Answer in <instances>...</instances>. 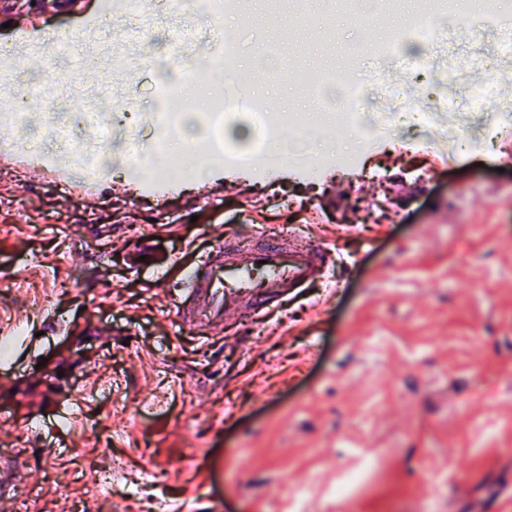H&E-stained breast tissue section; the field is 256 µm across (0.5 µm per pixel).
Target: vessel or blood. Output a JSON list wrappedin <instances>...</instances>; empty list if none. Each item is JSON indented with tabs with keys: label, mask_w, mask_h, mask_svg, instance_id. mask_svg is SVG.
I'll list each match as a JSON object with an SVG mask.
<instances>
[{
	"label": "vessel or blood",
	"mask_w": 512,
	"mask_h": 512,
	"mask_svg": "<svg viewBox=\"0 0 512 512\" xmlns=\"http://www.w3.org/2000/svg\"><path fill=\"white\" fill-rule=\"evenodd\" d=\"M0 164H19L39 180L67 178L64 160L25 157L0 149ZM330 252L323 245L292 237L252 240L237 237L201 256L187 275L186 295L175 308L179 324L207 335L223 333L228 319L250 312L266 313L269 304L317 281H325Z\"/></svg>",
	"instance_id": "obj_1"
}]
</instances>
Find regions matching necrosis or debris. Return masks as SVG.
<instances>
[{"label":"necrosis or debris","mask_w":512,"mask_h":512,"mask_svg":"<svg viewBox=\"0 0 512 512\" xmlns=\"http://www.w3.org/2000/svg\"><path fill=\"white\" fill-rule=\"evenodd\" d=\"M238 0H116L113 22L125 19L138 21L140 38L149 42L153 39L154 20L159 13L181 18L182 23L170 39L168 50L171 63L175 66L181 83H191L197 64H204L223 73L232 72L235 58L232 48L237 41L233 30H225L224 45L202 56L200 62L181 55L179 42H196L198 30L192 25V17L206 14L211 23H218L224 16L233 13ZM466 0H446L443 8L431 16L411 23L408 33L427 49L428 55L414 59L403 54L397 44L389 43L377 50L379 57L393 63L403 73V80L388 88L385 103L375 112L362 109V96L366 88L379 84L383 79L381 68H352L350 72L324 75V82H334L343 88L342 117L343 130L356 132L369 144H377L382 131L399 134L410 133L412 147H423V133L439 129L454 155L461 156L476 150L480 138L470 135L465 123H474L486 102H493V125L490 135L512 130V84L506 78L493 81H465L454 70H447V89L433 92L422 100L410 93L414 82L428 76L433 56H443L454 45L452 17L457 10L466 8ZM157 66L155 54H141L137 71L127 78L128 90L124 99L119 100L108 112L87 110L67 113L54 117L52 136L55 143L69 146V177L63 182V189L73 185L91 184L100 171L111 169L113 151L127 153L132 161H139L144 145L143 134L147 128L164 130L169 137H177L182 127L185 103L177 97H165L160 101L152 123H145L137 108V99L145 78L154 73ZM248 121L260 134L250 151L243 152L226 143H218L210 164H203L191 155H178L167 149L154 150L151 164L157 183L172 181L187 182L197 179L205 167L215 168L233 165L239 168L252 166L259 175L270 182L276 181L284 162H291L299 175L314 178L319 174L318 166L306 163L303 154L285 146L275 148L276 132L286 123L285 113L277 111L267 102L253 101L248 97L228 92L214 98L206 112L208 128L229 127L239 120ZM93 132L100 142L94 154L76 149L79 133Z\"/></svg>","instance_id":"4bbe7bcc"}]
</instances>
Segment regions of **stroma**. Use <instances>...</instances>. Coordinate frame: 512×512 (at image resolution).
<instances>
[{
  "label": "stroma",
  "instance_id": "stroma-1",
  "mask_svg": "<svg viewBox=\"0 0 512 512\" xmlns=\"http://www.w3.org/2000/svg\"><path fill=\"white\" fill-rule=\"evenodd\" d=\"M432 0L388 14L240 0L221 28L206 16L192 57L237 30L232 83L303 116L279 144L305 140L318 184L283 173L270 206L256 172L214 170L181 196L128 203L121 181L95 203L59 206L55 186L0 178V327L15 337L0 368V448L18 492L0 512H500L512 500V135L496 154L448 159L439 145L373 153L336 137L328 91L312 76L347 49L374 65L385 41ZM180 19L154 29L153 92L192 102L187 146L208 160L197 89L164 62ZM288 31L274 53L260 40ZM360 155L382 178L332 164ZM295 225L330 249L326 282L223 336L176 325L172 290L187 266L254 226ZM146 247L148 265H132ZM124 468L91 500L113 461ZM361 472L347 498L335 491Z\"/></svg>",
  "mask_w": 512,
  "mask_h": 512
}]
</instances>
